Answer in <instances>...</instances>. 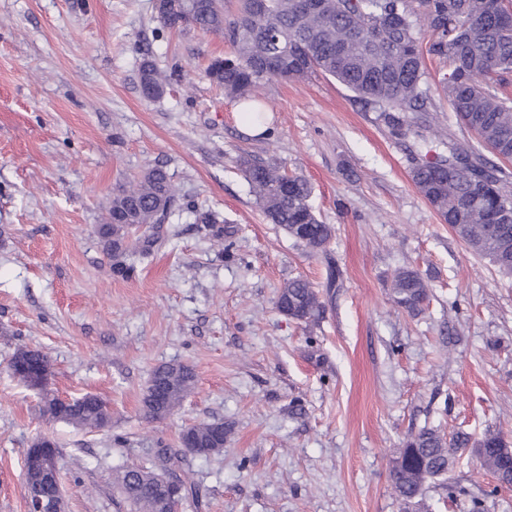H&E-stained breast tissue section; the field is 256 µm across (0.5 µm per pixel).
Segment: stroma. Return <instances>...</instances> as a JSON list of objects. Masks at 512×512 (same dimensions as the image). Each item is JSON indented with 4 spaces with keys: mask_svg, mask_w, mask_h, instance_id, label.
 I'll use <instances>...</instances> for the list:
<instances>
[{
    "mask_svg": "<svg viewBox=\"0 0 512 512\" xmlns=\"http://www.w3.org/2000/svg\"><path fill=\"white\" fill-rule=\"evenodd\" d=\"M228 47L163 28L153 0H0V512H28L24 458L58 442L66 512H130L117 466L189 475L182 512H402L391 461L422 428L512 441V278L474 254L412 181L414 138L398 139L334 79L265 83L268 136L204 75ZM178 69L144 97L143 61ZM249 154L307 178L335 235L314 255L270 223L235 160ZM164 166L178 198L152 260L113 276L95 227L113 189ZM218 214L223 232L197 224ZM418 270L430 301L393 300ZM335 283H328V275ZM301 276L321 315L276 307ZM51 361V389L112 411L100 431L52 421L14 378L16 350ZM191 365L196 386L172 415L145 417L151 371ZM219 421L220 453L184 454L182 427ZM495 483L473 452L432 481L421 512H468ZM460 494L448 499L449 487ZM392 293L395 304L414 316L422 312L429 301L427 285L414 269H402L396 273Z\"/></svg>",
    "mask_w": 512,
    "mask_h": 512,
    "instance_id": "35a3bbf8",
    "label": "stroma"
}]
</instances>
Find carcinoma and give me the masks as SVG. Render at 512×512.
Segmentation results:
<instances>
[{
    "label": "carcinoma",
    "mask_w": 512,
    "mask_h": 512,
    "mask_svg": "<svg viewBox=\"0 0 512 512\" xmlns=\"http://www.w3.org/2000/svg\"><path fill=\"white\" fill-rule=\"evenodd\" d=\"M320 4L319 10L307 11L301 0H266V10L259 15L254 0H235L231 9L224 0H184L183 21L160 11L156 15L168 30L195 29L224 40L229 54L213 59L205 76L224 88L227 97L249 103L246 111L252 113L255 124L265 123L256 98L264 83L303 81L321 73L353 92L392 134L402 136L410 127L406 113L437 111L425 66V58L431 57L443 70L438 94L457 119L483 147L512 159V99L498 95L487 84L495 76L501 81L512 76V0H320ZM424 16L431 19L427 41L418 29V20ZM450 69L458 76L451 89L446 79ZM174 75V70L166 74L143 63V95L161 96ZM421 153V163L412 175L420 194L473 252L489 257L500 271L511 275L512 222L493 223L500 203L512 201L499 169L491 165L483 171L481 199L465 213L460 203L470 196L471 176L448 170L461 155L459 148L440 138H424ZM237 164L270 223L281 226L309 251H326L334 227L316 216L308 180L250 155L239 157ZM174 198L171 177L158 165L147 167L132 184L113 191L106 216L96 225L113 275L131 277L134 259L153 254L159 242L157 225L166 219L165 207ZM392 293L395 304L414 316L429 301L427 285L414 269L396 273ZM285 307L289 318L304 323L322 311L318 293L301 277L281 289L277 308ZM12 361L50 370L48 358L37 350L19 349ZM195 384L193 368L182 362L154 368L142 397L146 417L157 420L171 415ZM41 391L43 412L57 421L90 430L111 422L108 403L97 395L86 394L65 405L47 387ZM229 433L220 422L194 423L182 429L180 443L184 448H199L208 457L221 452ZM505 447V438L491 430L473 442L463 432L447 437L423 428L406 437L393 459L391 489L404 512H410L427 482L446 475L459 451L476 449L483 466L495 474L501 467L499 449ZM115 480L134 512H170L165 486L155 471L120 467ZM23 489L29 512L55 492L54 486L29 470Z\"/></svg>",
    "instance_id": "cac0c4a2"
}]
</instances>
